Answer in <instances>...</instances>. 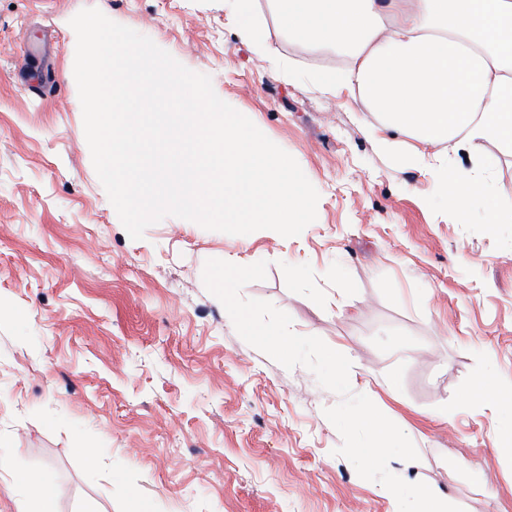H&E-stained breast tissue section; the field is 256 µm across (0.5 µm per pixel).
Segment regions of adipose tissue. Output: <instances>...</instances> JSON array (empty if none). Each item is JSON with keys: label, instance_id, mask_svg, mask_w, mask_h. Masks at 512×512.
Here are the masks:
<instances>
[{"label": "adipose tissue", "instance_id": "adipose-tissue-1", "mask_svg": "<svg viewBox=\"0 0 512 512\" xmlns=\"http://www.w3.org/2000/svg\"><path fill=\"white\" fill-rule=\"evenodd\" d=\"M279 30L310 51L335 56L312 73L321 92L348 96L373 113L381 151L391 134L414 146L400 152L409 168L433 177L448 212L465 221L483 201L487 224L501 205L483 178L485 167L451 168L438 149L473 152L482 144L512 151V0H271ZM17 512H55L41 477L12 473Z\"/></svg>", "mask_w": 512, "mask_h": 512}]
</instances>
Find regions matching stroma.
<instances>
[{"mask_svg": "<svg viewBox=\"0 0 512 512\" xmlns=\"http://www.w3.org/2000/svg\"><path fill=\"white\" fill-rule=\"evenodd\" d=\"M254 5L260 52L229 0H0V455L51 482L56 512H398L335 455L338 395L244 341L203 284L206 260H264L242 297L344 348L352 391L418 451L390 470L463 512H512V434L476 386L512 384V152L483 147L500 224L480 200L458 222L429 173L380 153L354 101L305 90L332 58ZM93 7L210 76L298 162L316 221L246 243L169 216L131 239L74 78L70 21Z\"/></svg>", "mask_w": 512, "mask_h": 512, "instance_id": "35a3bbf8", "label": "stroma"}]
</instances>
